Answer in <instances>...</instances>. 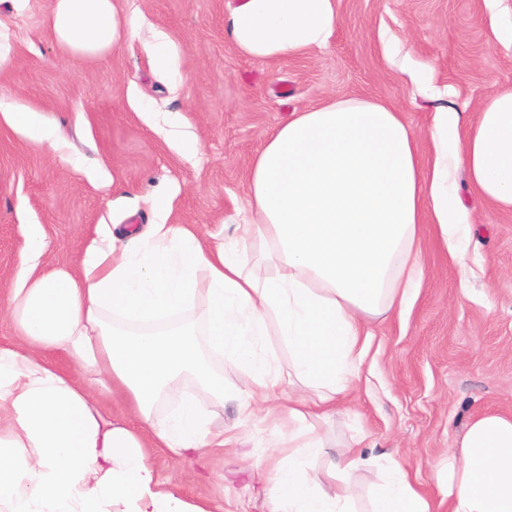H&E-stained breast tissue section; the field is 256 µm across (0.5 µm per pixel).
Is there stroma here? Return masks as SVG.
<instances>
[{"label": "stroma", "instance_id": "obj_1", "mask_svg": "<svg viewBox=\"0 0 512 512\" xmlns=\"http://www.w3.org/2000/svg\"><path fill=\"white\" fill-rule=\"evenodd\" d=\"M239 0H117L138 32L103 58L82 63L53 41L52 0H0V104L34 111L64 136L38 144L0 119V299L29 249L31 225L46 234L44 263L80 269L87 247L124 238L158 217L194 227L203 240L232 235L244 206L251 162L264 138L291 113L331 98H376L402 112L426 142L434 101L384 55L388 39L434 67L449 105L475 114L493 89L512 87V45L497 43L485 0H338L329 45L264 61L240 54L224 32ZM171 46L154 57L156 32ZM192 133L181 149L169 121ZM471 226L472 293L462 296L457 263L436 225L419 242L425 283L400 312L372 322L357 386L318 431L336 447L360 439L364 454H393L422 487L442 497L440 461L467 419L512 414V213L461 187ZM213 428L233 430L236 447L155 450L151 464L187 501L210 499L222 512H272L253 458L280 436L261 419L242 422L225 398Z\"/></svg>", "mask_w": 512, "mask_h": 512}]
</instances>
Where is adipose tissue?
I'll list each match as a JSON object with an SVG mask.
<instances>
[{
	"label": "adipose tissue",
	"instance_id": "adipose-tissue-1",
	"mask_svg": "<svg viewBox=\"0 0 512 512\" xmlns=\"http://www.w3.org/2000/svg\"><path fill=\"white\" fill-rule=\"evenodd\" d=\"M336 0H242L224 29L242 54L274 61L325 48ZM45 24L66 53L96 60L135 33L114 0H54ZM422 153L401 112L349 98L292 113L256 152L232 237L206 243L181 224L130 232L122 247L89 249L80 271L43 263L40 225L5 311L17 336L0 346V512H209L165 486L150 451L173 456L236 444L184 399L163 423L154 407L179 376L216 398L224 378L201 349L241 378L232 390L244 421L281 434L261 458L274 512H355L353 477L382 465L367 512H512V415L464 424L445 459L447 507L393 456L357 444L328 452L317 422L336 412L366 355L371 320L402 310L422 288L417 247L437 225L465 264L470 245L456 175L497 210L512 212V88L482 101L475 120L437 104ZM205 304L196 321L197 304ZM279 336L287 368L270 351ZM60 351L77 379L48 358ZM119 397L130 422L109 419ZM323 461L309 479L310 460Z\"/></svg>",
	"mask_w": 512,
	"mask_h": 512
}]
</instances>
